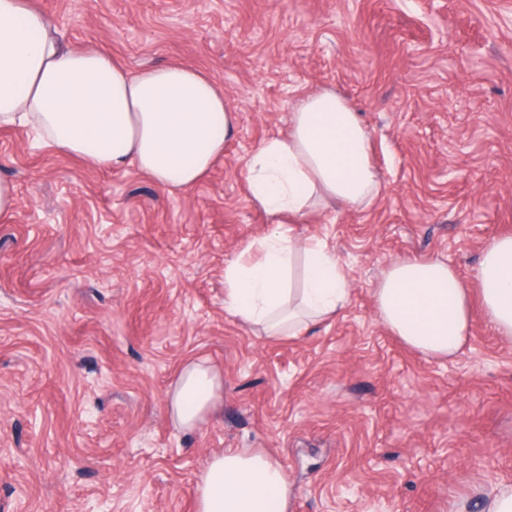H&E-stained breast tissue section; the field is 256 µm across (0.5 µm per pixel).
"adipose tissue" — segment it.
Wrapping results in <instances>:
<instances>
[{
  "instance_id": "1",
  "label": "adipose tissue",
  "mask_w": 512,
  "mask_h": 512,
  "mask_svg": "<svg viewBox=\"0 0 512 512\" xmlns=\"http://www.w3.org/2000/svg\"><path fill=\"white\" fill-rule=\"evenodd\" d=\"M237 120L210 75L178 64L131 71L99 49L67 47L30 0H0V128L27 129L33 146L92 169L131 165L162 187L187 189L223 159ZM244 175L271 229L225 265L226 308L270 339L336 318L349 302L348 277L323 240L299 241L291 225L380 194L369 130L335 91L306 92L287 131L253 150ZM478 285L487 321L512 337L511 235L485 250ZM374 300L389 331L427 356L449 357L467 338L470 290L443 261L392 264ZM223 400L221 373L196 358L171 384L168 412L176 428L191 431ZM196 500L197 512H286L288 482L274 457L230 449L212 457Z\"/></svg>"
}]
</instances>
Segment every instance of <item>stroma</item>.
<instances>
[{"instance_id": "stroma-1", "label": "stroma", "mask_w": 512, "mask_h": 512, "mask_svg": "<svg viewBox=\"0 0 512 512\" xmlns=\"http://www.w3.org/2000/svg\"><path fill=\"white\" fill-rule=\"evenodd\" d=\"M66 44L131 70L208 73L238 113L224 158L169 191L0 131V512H195L229 448L277 459L288 512H481L512 485V339L472 301L452 357L411 348L373 290L405 259L468 285L512 235V0H32ZM332 88L371 132L368 206L300 218L347 273L339 318L291 339L224 308V266L270 226L243 177L301 92ZM201 357L224 402L176 430L167 390Z\"/></svg>"}]
</instances>
